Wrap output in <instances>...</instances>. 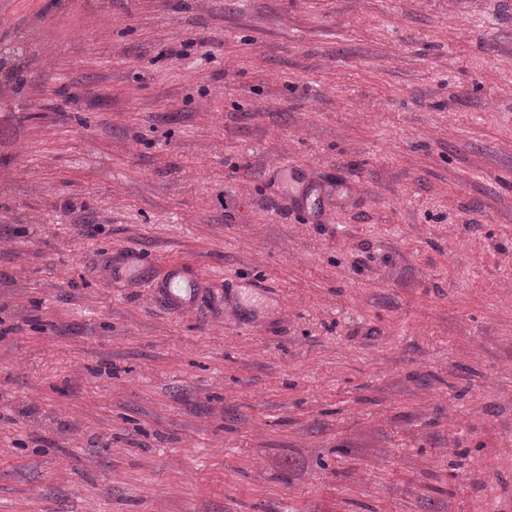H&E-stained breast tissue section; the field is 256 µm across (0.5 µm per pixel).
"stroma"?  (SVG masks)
I'll use <instances>...</instances> for the list:
<instances>
[{
  "label": "stroma",
  "instance_id": "stroma-1",
  "mask_svg": "<svg viewBox=\"0 0 512 512\" xmlns=\"http://www.w3.org/2000/svg\"><path fill=\"white\" fill-rule=\"evenodd\" d=\"M0 512H512V0H0Z\"/></svg>",
  "mask_w": 512,
  "mask_h": 512
}]
</instances>
